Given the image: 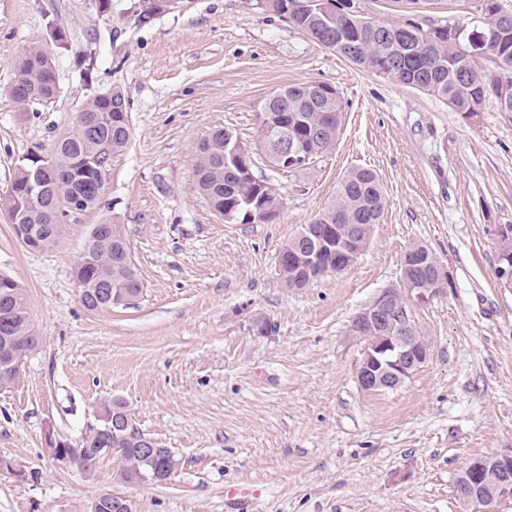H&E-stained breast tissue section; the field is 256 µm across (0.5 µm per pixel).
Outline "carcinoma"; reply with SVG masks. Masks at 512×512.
Wrapping results in <instances>:
<instances>
[{
  "label": "carcinoma",
  "mask_w": 512,
  "mask_h": 512,
  "mask_svg": "<svg viewBox=\"0 0 512 512\" xmlns=\"http://www.w3.org/2000/svg\"><path fill=\"white\" fill-rule=\"evenodd\" d=\"M302 0H265L260 10L281 14L289 9L288 22L315 40L319 45L359 66L364 71L384 76L400 85L423 91L448 104L456 112L475 114L483 111L490 99L496 98L500 83L512 81V24L501 29L489 44V53L506 60V67L485 69L479 60L466 57L448 45V27L423 33L416 25H396L371 20L352 10L350 0H337L334 21L330 23L333 35H328L323 21L312 6L296 7ZM25 70V84L21 99L26 108L34 109L54 99L59 91L56 65L51 54L41 45H33L17 58ZM288 96V136L305 153L323 156L336 144L343 106L336 88L319 87L316 81L283 87ZM129 104L118 88L106 95H97L86 102L83 110L107 122L104 137L96 138L79 123L60 134L47 152V168L52 179L46 180L42 195L22 214L21 223L43 230L51 224L61 227L63 218L72 210L71 197L81 196L78 211L92 209L99 204L100 194L94 190L97 179L96 161L111 168L112 160L124 153L130 142V127L124 122ZM238 143V138L227 129L217 130L203 141L195 161V186L205 197L224 206L231 216V224H257L264 217H251L257 207L282 209L283 199L277 191L264 192L260 184L243 174L234 163L227 147ZM386 196L378 175L365 168L349 171L339 182L336 198L310 225L323 234L334 232L336 217L346 224H361L362 240L369 245L371 225L380 223L386 207ZM99 237L107 239L100 246H92V263L77 262L74 273L83 274L90 284L81 303L88 308L106 311L107 298L96 284L108 281L115 292H142V281L134 266L120 263L116 253L125 247L126 236L122 225L104 221L99 226ZM13 312L12 332L0 335V352L10 346L31 352L38 345L37 332L29 313L25 289L16 282L9 288H0V311ZM117 455L118 470L125 479L139 484V478L151 471L167 479L178 465L172 452L163 448L149 458L142 452L139 438L134 434L111 436L101 444L86 445L77 463L86 467L106 456V449Z\"/></svg>",
  "instance_id": "cac0c4a2"
}]
</instances>
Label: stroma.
<instances>
[{
    "mask_svg": "<svg viewBox=\"0 0 512 512\" xmlns=\"http://www.w3.org/2000/svg\"><path fill=\"white\" fill-rule=\"evenodd\" d=\"M362 16L466 26L475 0H352ZM62 41H53L55 31ZM43 45L59 95L25 111L9 94L14 60ZM317 81L339 92L335 148L281 170L258 136V104ZM120 88L131 140L100 204L71 215L49 248L14 237L0 205V272L27 291L38 347L0 388V512H87L102 492L133 512H466L455 482L470 461L512 449V288L496 275L512 229V112L465 117L421 91L364 72L254 0H171L142 20L139 0H0V198L25 158L46 153L83 103ZM231 129L283 199L268 224H228L193 187L199 144ZM369 168L387 209L347 270L285 287L283 244ZM118 217L143 292L104 313L72 279L92 225ZM443 266L415 310L428 361L395 391L356 382L365 343L353 317L399 286L406 249ZM269 324L257 335L255 323ZM122 399L139 431L179 462L162 482L116 483L118 461L89 471L43 446L53 423L78 439L96 407ZM255 487L246 505L227 486Z\"/></svg>",
    "mask_w": 512,
    "mask_h": 512,
    "instance_id": "35a3bbf8",
    "label": "stroma"
}]
</instances>
